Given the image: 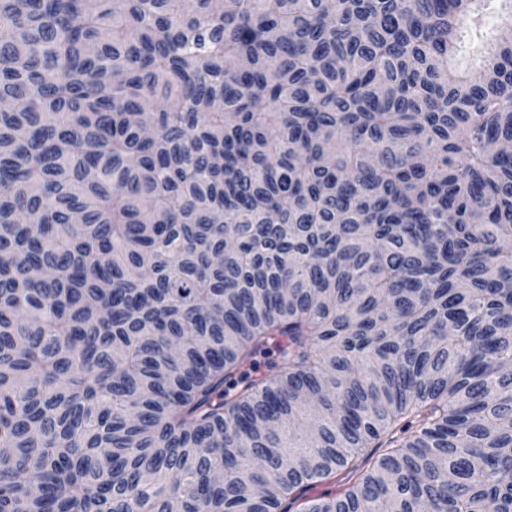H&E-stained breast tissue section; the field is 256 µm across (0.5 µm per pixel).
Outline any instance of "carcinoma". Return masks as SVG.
<instances>
[{
  "instance_id": "carcinoma-1",
  "label": "carcinoma",
  "mask_w": 512,
  "mask_h": 512,
  "mask_svg": "<svg viewBox=\"0 0 512 512\" xmlns=\"http://www.w3.org/2000/svg\"><path fill=\"white\" fill-rule=\"evenodd\" d=\"M487 2L0 0V512H512ZM496 2L485 13L483 27L477 33H468L465 38V44L462 49L461 62L463 65L471 63L473 55L477 54L483 40L493 39L499 36V29L504 25L506 19V11H502ZM464 54V55H463Z\"/></svg>"
}]
</instances>
